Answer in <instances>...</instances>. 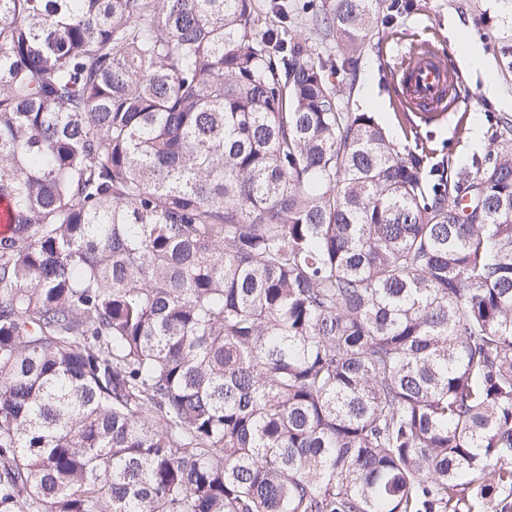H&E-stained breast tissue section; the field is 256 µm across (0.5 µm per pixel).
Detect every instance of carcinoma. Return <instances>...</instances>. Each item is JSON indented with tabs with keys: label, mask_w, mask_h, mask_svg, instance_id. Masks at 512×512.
Here are the masks:
<instances>
[{
	"label": "carcinoma",
	"mask_w": 512,
	"mask_h": 512,
	"mask_svg": "<svg viewBox=\"0 0 512 512\" xmlns=\"http://www.w3.org/2000/svg\"><path fill=\"white\" fill-rule=\"evenodd\" d=\"M382 9L0 0V512L512 496V122L449 174L344 111Z\"/></svg>",
	"instance_id": "obj_1"
}]
</instances>
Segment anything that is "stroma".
I'll use <instances>...</instances> for the list:
<instances>
[{
    "mask_svg": "<svg viewBox=\"0 0 512 512\" xmlns=\"http://www.w3.org/2000/svg\"><path fill=\"white\" fill-rule=\"evenodd\" d=\"M498 0H410L406 10L393 18H379L375 34L354 69L340 73L336 86L351 112L375 113L400 151L414 149L423 140L432 150L431 162L457 169L469 167L478 146H489L498 120H512V71L504 69L496 49L497 32L484 18L495 15ZM470 41L479 53L480 67H472L459 49L460 39ZM434 42L440 54L450 55L466 76L464 96L472 100L468 112H452L447 118L419 125V139L407 138L395 98L401 88L393 66L404 44ZM494 81L497 94H484L486 81Z\"/></svg>",
    "mask_w": 512,
    "mask_h": 512,
    "instance_id": "1",
    "label": "stroma"
}]
</instances>
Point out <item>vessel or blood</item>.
Segmentation results:
<instances>
[{
  "instance_id": "1",
  "label": "vessel or blood",
  "mask_w": 512,
  "mask_h": 512,
  "mask_svg": "<svg viewBox=\"0 0 512 512\" xmlns=\"http://www.w3.org/2000/svg\"><path fill=\"white\" fill-rule=\"evenodd\" d=\"M396 70L404 84L402 107L410 106L430 113H442L449 108L457 112L468 110L469 99L459 93L466 82L464 73L447 66L434 52L409 48L401 53Z\"/></svg>"
}]
</instances>
